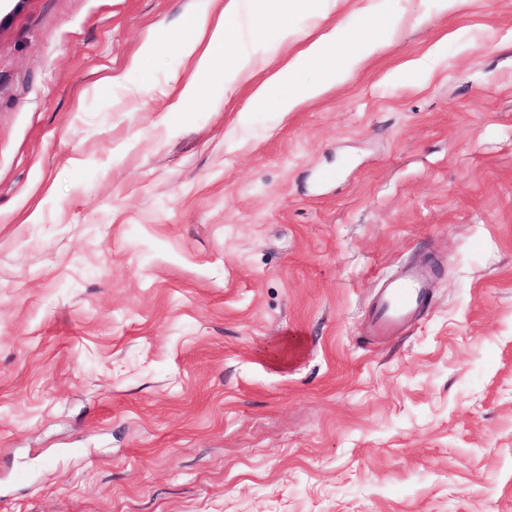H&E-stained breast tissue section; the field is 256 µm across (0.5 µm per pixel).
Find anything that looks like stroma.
Listing matches in <instances>:
<instances>
[{"instance_id": "1", "label": "stroma", "mask_w": 512, "mask_h": 512, "mask_svg": "<svg viewBox=\"0 0 512 512\" xmlns=\"http://www.w3.org/2000/svg\"><path fill=\"white\" fill-rule=\"evenodd\" d=\"M198 2L0 0V512H512V0L244 131L171 91ZM427 288L424 277L413 268L390 281L371 312L373 335L386 336L410 321L426 299Z\"/></svg>"}]
</instances>
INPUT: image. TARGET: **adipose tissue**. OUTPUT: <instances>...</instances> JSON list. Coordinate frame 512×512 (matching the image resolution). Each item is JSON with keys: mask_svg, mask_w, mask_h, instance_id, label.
<instances>
[{"mask_svg": "<svg viewBox=\"0 0 512 512\" xmlns=\"http://www.w3.org/2000/svg\"><path fill=\"white\" fill-rule=\"evenodd\" d=\"M389 0H372L364 25L381 29V36L366 39L361 32H351L335 26L308 42L302 49L284 51L276 67H269L265 60L230 53L229 40L243 25H250L255 38L266 34V17L282 8V0H202L199 9L184 16L181 27L185 37L179 38L178 50L185 66L183 77L174 78L178 101L186 105L200 101L203 89L215 65L224 67L222 99H230L238 88L253 83L257 72H265L260 84H254V100L262 101L274 89L287 82L311 65L322 67V81L305 86L301 94L278 99L279 112H293L307 103L319 99L328 88L341 81L347 71L360 68L384 46L383 35L400 23L399 16L388 8Z\"/></svg>", "mask_w": 512, "mask_h": 512, "instance_id": "ef3b65f1", "label": "adipose tissue"}]
</instances>
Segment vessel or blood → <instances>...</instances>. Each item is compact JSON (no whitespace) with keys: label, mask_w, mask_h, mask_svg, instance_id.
Returning a JSON list of instances; mask_svg holds the SVG:
<instances>
[{"label":"vessel or blood","mask_w":512,"mask_h":512,"mask_svg":"<svg viewBox=\"0 0 512 512\" xmlns=\"http://www.w3.org/2000/svg\"><path fill=\"white\" fill-rule=\"evenodd\" d=\"M427 282L408 268L390 281L372 309L370 324L374 335L385 336L410 321L427 297Z\"/></svg>","instance_id":"1"}]
</instances>
